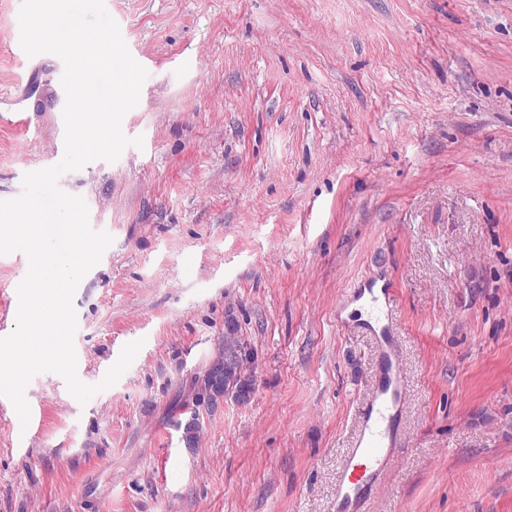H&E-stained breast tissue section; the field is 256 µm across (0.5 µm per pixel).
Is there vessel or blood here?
<instances>
[{"mask_svg": "<svg viewBox=\"0 0 512 512\" xmlns=\"http://www.w3.org/2000/svg\"><path fill=\"white\" fill-rule=\"evenodd\" d=\"M392 302L393 290L387 285L368 299L371 316L381 324L375 334L379 377L360 409L361 431L347 454L336 485V512H366L373 487L393 465L402 444L399 419L408 381L399 346L388 324Z\"/></svg>", "mask_w": 512, "mask_h": 512, "instance_id": "vessel-or-blood-1", "label": "vessel or blood"}]
</instances>
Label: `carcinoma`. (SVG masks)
<instances>
[{"label":"carcinoma","instance_id":"carcinoma-1","mask_svg":"<svg viewBox=\"0 0 512 512\" xmlns=\"http://www.w3.org/2000/svg\"><path fill=\"white\" fill-rule=\"evenodd\" d=\"M226 324L228 336L225 337L224 351L209 366L198 390L197 399H207V407L210 409L217 408L227 393L244 404L251 399L255 390L254 379L247 374L252 359L251 351L234 336L237 323L230 319ZM178 428L182 430V441L190 448L195 446L201 430L199 415L191 413L189 419L178 423Z\"/></svg>","mask_w":512,"mask_h":512}]
</instances>
